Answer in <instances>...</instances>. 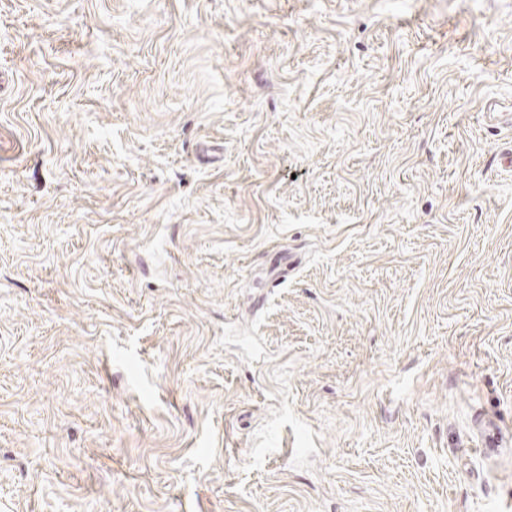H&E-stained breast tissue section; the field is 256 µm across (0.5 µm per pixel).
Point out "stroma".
<instances>
[{"mask_svg":"<svg viewBox=\"0 0 512 512\" xmlns=\"http://www.w3.org/2000/svg\"><path fill=\"white\" fill-rule=\"evenodd\" d=\"M512 0H0V512H512Z\"/></svg>","mask_w":512,"mask_h":512,"instance_id":"1","label":"stroma"}]
</instances>
